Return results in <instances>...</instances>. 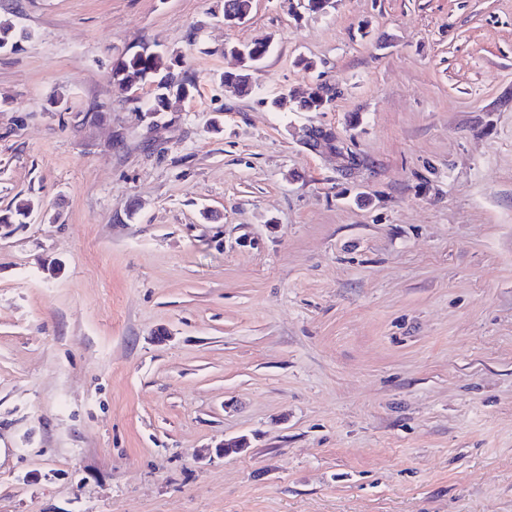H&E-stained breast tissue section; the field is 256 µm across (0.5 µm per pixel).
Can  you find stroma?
Wrapping results in <instances>:
<instances>
[{
    "mask_svg": "<svg viewBox=\"0 0 512 512\" xmlns=\"http://www.w3.org/2000/svg\"><path fill=\"white\" fill-rule=\"evenodd\" d=\"M0 20L29 34L0 50V212L34 203L0 225V512H512V0ZM144 43L192 98L112 89ZM271 42L269 40H253L246 43L226 45L225 53L238 57L240 68L235 72L224 73L225 87H232L235 91L242 92L249 88L252 79V72L270 52ZM336 92L330 88L317 86L311 88L307 96L300 100L299 106L307 112H322L334 99ZM305 137L303 141L306 147L312 152H320L325 149L327 145H333V151L342 153L336 133L332 129L324 127H308L305 130Z\"/></svg>",
    "mask_w": 512,
    "mask_h": 512,
    "instance_id": "stroma-1",
    "label": "stroma"
}]
</instances>
